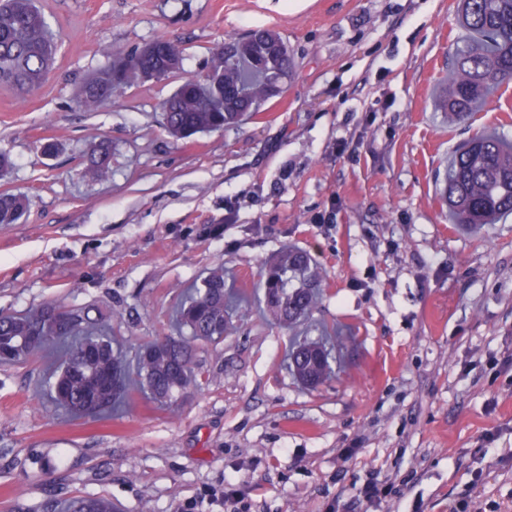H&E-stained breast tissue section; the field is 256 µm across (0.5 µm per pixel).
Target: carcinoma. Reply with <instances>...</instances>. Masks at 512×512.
I'll return each mask as SVG.
<instances>
[{"mask_svg": "<svg viewBox=\"0 0 512 512\" xmlns=\"http://www.w3.org/2000/svg\"><path fill=\"white\" fill-rule=\"evenodd\" d=\"M460 18L466 31L456 47L448 71V91L442 104L456 122L466 121L498 86L512 81V0H460ZM57 37L34 0H0V86L24 93L38 88L56 53ZM183 60L181 46L159 38L126 53L84 82L80 102L97 108L120 94L133 81L169 75L166 55ZM292 58L279 33L258 29L245 37H230L224 49L213 53L208 72L184 78L164 104L168 131L179 139L221 130L241 122L274 97L289 76ZM110 145L102 140L85 168L99 178L108 172ZM448 210L452 223L477 229L512 214V145L494 135L477 133L455 151L448 163ZM26 195L0 193V224H14L25 212ZM267 312L282 326L308 316L321 300V279L309 255L284 249L260 272ZM179 324L188 336H168L140 347L134 370L112 349V336L89 312L47 303L23 313H0V352L21 364L52 345L46 336H68L65 359L49 390L54 400L79 418H98L124 399L136 374L139 391L171 413L179 402L201 386L197 361L200 342L224 339V267L217 266L198 282L178 309ZM305 360L296 377L316 387L331 374L330 360L319 359V345L304 342ZM69 512H113L112 503L76 498Z\"/></svg>", "mask_w": 512, "mask_h": 512, "instance_id": "carcinoma-1", "label": "carcinoma"}]
</instances>
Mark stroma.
Wrapping results in <instances>:
<instances>
[{
    "label": "stroma",
    "mask_w": 512,
    "mask_h": 512,
    "mask_svg": "<svg viewBox=\"0 0 512 512\" xmlns=\"http://www.w3.org/2000/svg\"><path fill=\"white\" fill-rule=\"evenodd\" d=\"M39 4L55 64L34 92L0 88L13 160L0 191L28 198L0 225V310L96 307L131 355L176 335L181 292L218 263L232 310L174 414L136 394L73 418L47 392L60 348L0 367V512H43L51 492L178 512L227 482L250 512H512V216L473 232L444 202L464 140H512V82L466 122L440 108L458 0ZM259 28L293 53L282 93L239 126L173 138L163 104L182 75ZM162 37L182 45L183 74L81 106L113 55ZM103 140L109 171L92 180ZM286 245L323 284L291 329L257 301L262 264ZM296 337L342 346L317 389L288 370ZM110 145L107 141H100L89 164L85 168V175L92 178H99L106 175L110 162Z\"/></svg>",
    "instance_id": "1"
}]
</instances>
